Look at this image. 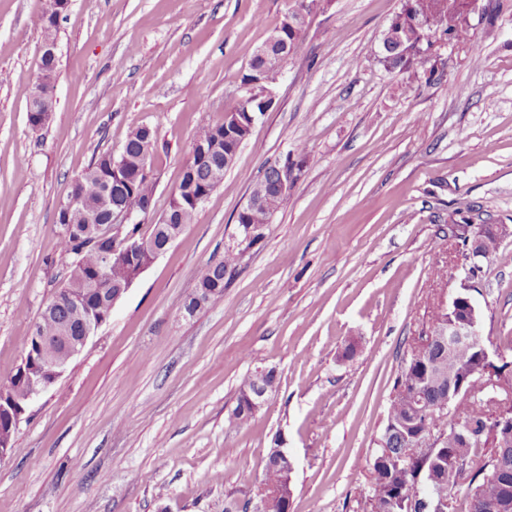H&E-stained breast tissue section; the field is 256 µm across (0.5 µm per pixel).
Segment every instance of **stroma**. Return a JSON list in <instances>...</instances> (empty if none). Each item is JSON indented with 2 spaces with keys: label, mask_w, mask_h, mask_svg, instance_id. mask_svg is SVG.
I'll return each mask as SVG.
<instances>
[{
  "label": "stroma",
  "mask_w": 512,
  "mask_h": 512,
  "mask_svg": "<svg viewBox=\"0 0 512 512\" xmlns=\"http://www.w3.org/2000/svg\"><path fill=\"white\" fill-rule=\"evenodd\" d=\"M45 0H0V385L72 259L56 212L130 130L155 132L149 234L199 128L223 121L294 0H71L57 31L55 109L28 121ZM400 0H326L223 182L110 319L32 400L0 459V512H224L256 499L275 441L295 461L290 512H367L369 462L394 385L439 305L469 292L481 340L512 361V265L450 262V226L512 227V0L435 48L439 82L374 57ZM461 87V95L448 92ZM306 159L224 300L182 304L224 254L268 164ZM355 344L353 357L344 349ZM279 387L229 427L241 380Z\"/></svg>",
  "instance_id": "stroma-1"
}]
</instances>
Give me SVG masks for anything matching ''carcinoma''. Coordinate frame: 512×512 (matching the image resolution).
Segmentation results:
<instances>
[{
  "label": "carcinoma",
  "instance_id": "cac0c4a2",
  "mask_svg": "<svg viewBox=\"0 0 512 512\" xmlns=\"http://www.w3.org/2000/svg\"><path fill=\"white\" fill-rule=\"evenodd\" d=\"M466 0H402L398 13L391 19L402 30L407 43L405 53L393 54L386 58L377 56L376 60L388 71L406 76L414 83L423 75L428 79L435 77L436 70L424 69L429 61L430 52L422 48L432 34L441 32L457 40L469 36L467 24L462 20ZM281 42L271 48L277 53L283 49L294 50L298 47L302 33H294L286 22H281ZM154 131L149 126L132 129L124 144L125 167L134 169L144 161L146 153L153 149ZM196 139L204 140L216 147V159L211 165H197L196 157H191L183 169L180 183L169 206L182 204L176 212V224L187 226L194 222L198 208L185 200L183 193L187 182L220 183L224 179V153L235 145V140L224 133V123L207 124L200 128ZM112 172V153L100 154L93 163L71 185L70 194L82 200L89 208L97 210L96 223H105V211L101 205L105 189L103 174ZM277 171L268 166L257 186L268 195L267 206L251 211L249 214L239 212L236 223H267V210L280 209L284 198L275 190ZM155 195V181L141 180L134 190L122 196V201L130 206L137 205L142 199ZM57 224L62 228L60 245L63 252L73 256L69 275L64 285L55 293L52 311L39 314L33 327L37 335L46 338L43 347H38L34 338L29 337L25 343L27 360L40 358H57L63 354V346L56 340L62 334V328H68V335L81 334V317L74 310L65 294L84 292L91 300L97 301L100 313L110 315L109 307L99 300L103 293L111 291L117 283L123 281L129 272L126 263L114 261L112 266H102L101 256L89 246L92 232L83 210L75 209L70 214L57 212ZM239 252L227 246L224 256L209 263L199 277L204 288H216L224 283V273L233 269ZM477 365L476 349L461 344L454 348L453 357L443 353L440 348L429 355L409 358L402 371L398 385L403 392L391 400L387 421L398 426V433L392 442L390 452L378 447L371 464L372 483L369 496L374 501L377 512H420V503L412 501L415 494V481L419 475H433L444 483L447 497L454 496L460 488H465L467 512H492L490 506L505 499L512 501V457L501 461L499 448L488 454L484 448L495 442L494 428L498 418L486 414V407L493 404L492 397L505 398L503 393L492 391L480 392L457 402L455 408L467 406L464 413V433L470 440L465 446L462 437L456 434L455 427L448 425V420H436V424L446 428V439L440 450L430 458L419 457V432L423 417L416 415L413 405V392L427 389V400L439 403L448 396V381L462 369L469 370Z\"/></svg>",
  "mask_w": 512,
  "mask_h": 512
}]
</instances>
